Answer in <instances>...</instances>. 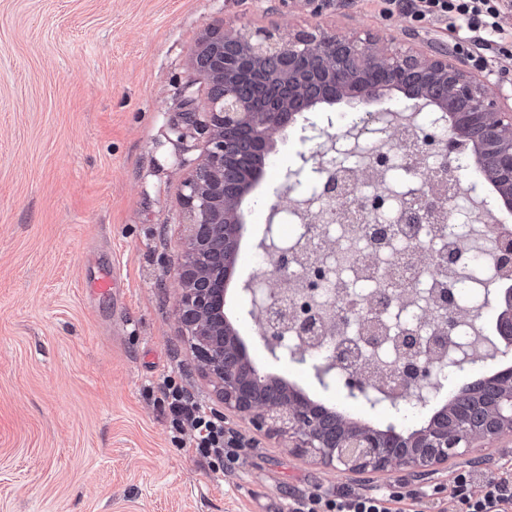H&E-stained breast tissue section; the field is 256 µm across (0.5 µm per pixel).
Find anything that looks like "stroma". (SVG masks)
<instances>
[{
    "mask_svg": "<svg viewBox=\"0 0 512 512\" xmlns=\"http://www.w3.org/2000/svg\"><path fill=\"white\" fill-rule=\"evenodd\" d=\"M233 27L368 33L432 54L444 25L380 14L375 0H333L320 16L280 0H0V512H289L306 492L416 493V512H465L448 484L466 461L512 460L500 437L438 474L344 475L277 438L248 442L243 463L212 469L173 434L158 386L173 377L206 409L214 386L177 321L176 266L186 243L183 170L206 137L169 138L187 97L207 103L192 62L212 22ZM303 150L279 140L274 163L244 204L242 261L228 311L264 372L372 426H423L349 398L311 360L274 359L242 286L257 272L268 206L287 194ZM119 269V293L85 285Z\"/></svg>",
    "mask_w": 512,
    "mask_h": 512,
    "instance_id": "obj_1",
    "label": "stroma"
}]
</instances>
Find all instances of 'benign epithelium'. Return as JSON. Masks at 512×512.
<instances>
[{"label":"benign epithelium","instance_id":"1","mask_svg":"<svg viewBox=\"0 0 512 512\" xmlns=\"http://www.w3.org/2000/svg\"><path fill=\"white\" fill-rule=\"evenodd\" d=\"M299 60L309 73L295 70ZM194 68L207 83V111L191 112L172 132L184 141L192 132L207 135L202 156L193 163L182 181L186 251L178 263L181 288L177 313L192 353L210 377L223 405L218 417L233 414L249 428L266 436L281 437L288 447L319 458L338 471L354 475L389 472L405 468L420 477L435 471L448 460L463 456L491 438L512 436V371L490 380L483 390L491 417L473 421L464 400L448 401L445 413L430 423L393 438L361 419L337 422L332 430L303 397L289 394L278 385H263L248 372L249 356L238 329L224 321V281L232 276L239 258L241 230L245 223L244 202L265 176L277 138L285 132L282 115L293 110L312 112L325 102H342L353 97L369 103L394 87L390 76L404 70L414 74L415 95L406 101L419 112H437L448 121V137L432 124L421 129L419 142L435 159L428 188L420 189L411 215L418 221L448 223L469 220L460 197L438 190L437 177L450 185L474 191L476 181L497 190L494 204L512 210V88L490 85L489 74L468 71L458 55H424L389 47L373 36H346L334 31H299L288 37L277 28H233L223 22L208 30L194 60ZM257 80L276 92V102L259 107L247 93ZM474 128L483 130L479 140L470 137ZM341 135L314 125L300 127V139L316 143L314 151L301 154L302 164L287 172L289 201L280 195L270 204L277 216L298 203L297 188L304 172L323 182L324 213L336 212V188L350 193L349 183L338 184L337 142ZM495 251L494 277H512V238L494 233L488 240ZM464 247L435 259L439 273H449L470 261ZM274 272L263 287L253 281L246 291L252 305L261 307L266 318L261 335L275 357L304 360L314 344L315 314L312 298L320 286L323 270L309 266L302 281L303 299L288 301V289L275 280L290 279L292 258L288 251L271 247ZM439 335L432 346L420 350L417 332L401 333L398 352L402 365L393 368L392 384L374 380L366 364L332 351L318 367L335 371L344 381L348 396L374 405L382 400L400 410V402L412 397L423 403L424 392L439 388L441 379L474 359L468 343L459 340L461 300L456 288H441L432 296ZM371 305L362 309L339 306L335 316L345 322L364 320V340L382 342L379 328L367 320ZM297 342L288 343V331Z\"/></svg>","mask_w":512,"mask_h":512}]
</instances>
